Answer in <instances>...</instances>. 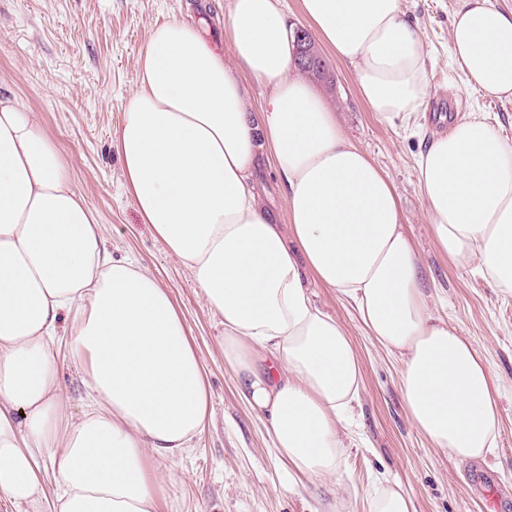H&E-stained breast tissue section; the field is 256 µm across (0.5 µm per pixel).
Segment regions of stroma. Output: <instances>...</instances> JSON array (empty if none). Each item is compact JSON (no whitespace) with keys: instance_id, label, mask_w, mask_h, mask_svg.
Wrapping results in <instances>:
<instances>
[{"instance_id":"1","label":"stroma","mask_w":512,"mask_h":512,"mask_svg":"<svg viewBox=\"0 0 512 512\" xmlns=\"http://www.w3.org/2000/svg\"><path fill=\"white\" fill-rule=\"evenodd\" d=\"M229 5L230 0H0V94L23 100L37 114L69 163L75 189L103 224L113 257L136 258L169 291L204 368L211 411L204 429L180 458L150 462L161 483L157 512H368L378 476L396 480L415 512H487L484 494L490 489L507 500L502 512H512V298L502 299L491 283L453 269L432 237L416 170L427 132L440 124L439 105H447L455 120L478 113L512 140V100L464 87L449 39L456 0H403L428 52L423 133L378 118L361 99L353 69L322 49L330 79L314 81L313 87L346 136L388 174L435 312L460 325L498 377L501 423L497 454L482 461L484 476L473 481L471 462L436 453L414 427L397 358L365 335L354 311L331 289L315 284L317 305L335 314L353 340L362 382L349 424L345 489L330 482L290 483L262 423L237 396L204 292L143 224L126 193L113 140L137 88V60L151 27L187 21L220 46ZM255 179L271 217L285 223L286 188L278 174L262 161ZM55 353L66 413L75 420L90 403L88 365L73 356L68 337L60 338Z\"/></svg>"}]
</instances>
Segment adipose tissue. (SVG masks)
<instances>
[{"label": "adipose tissue", "instance_id": "1", "mask_svg": "<svg viewBox=\"0 0 512 512\" xmlns=\"http://www.w3.org/2000/svg\"><path fill=\"white\" fill-rule=\"evenodd\" d=\"M305 20L356 74L385 121L417 123L427 54L401 0H302ZM451 55L465 87L512 98V12L457 0ZM225 50L180 20L155 26L139 88L113 137L144 223L201 288L217 345L278 458L339 478L341 425L362 368L310 282L352 306L399 358L407 411L454 459L497 447L499 386L461 328L436 315L387 175L344 134L295 64L284 0H231ZM267 91L246 106L241 75ZM267 156L287 188L286 223L260 204ZM429 226L453 267L512 297V142L482 116L452 123L417 157ZM70 315L94 404L63 422L54 345ZM200 359L172 297L131 258L71 182L34 112L0 95V500L39 512H156L149 458L192 448L208 417Z\"/></svg>", "mask_w": 512, "mask_h": 512}]
</instances>
